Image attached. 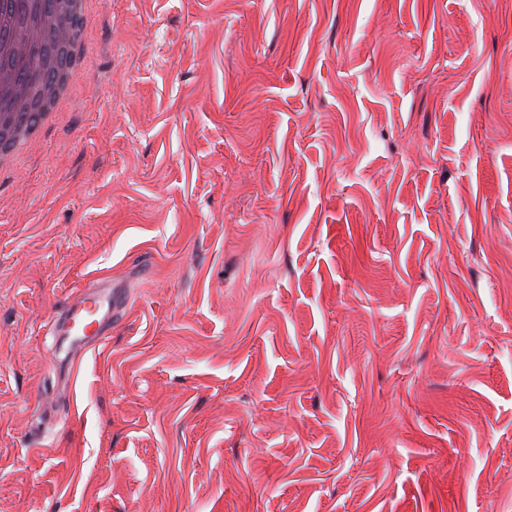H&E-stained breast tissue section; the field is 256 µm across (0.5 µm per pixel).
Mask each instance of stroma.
Returning a JSON list of instances; mask_svg holds the SVG:
<instances>
[{
    "label": "stroma",
    "mask_w": 512,
    "mask_h": 512,
    "mask_svg": "<svg viewBox=\"0 0 512 512\" xmlns=\"http://www.w3.org/2000/svg\"><path fill=\"white\" fill-rule=\"evenodd\" d=\"M90 25L0 173V512H512V0ZM126 305L124 292L112 288L111 279L98 278L48 322L50 335L57 338L71 363L70 384L63 387L67 394L74 393L82 356L102 342L112 324L123 316Z\"/></svg>",
    "instance_id": "stroma-1"
}]
</instances>
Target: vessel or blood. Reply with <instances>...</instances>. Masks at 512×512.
<instances>
[{
	"instance_id": "b4317fda",
	"label": "vessel or blood",
	"mask_w": 512,
	"mask_h": 512,
	"mask_svg": "<svg viewBox=\"0 0 512 512\" xmlns=\"http://www.w3.org/2000/svg\"><path fill=\"white\" fill-rule=\"evenodd\" d=\"M126 310V298L111 279L99 278L81 289L48 323L51 336L66 352L72 370H79L87 351L96 348Z\"/></svg>"
}]
</instances>
